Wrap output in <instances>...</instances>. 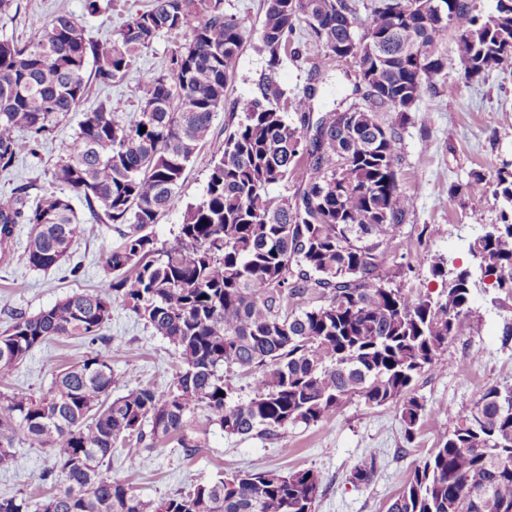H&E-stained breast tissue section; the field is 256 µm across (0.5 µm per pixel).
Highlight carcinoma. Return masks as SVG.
I'll list each match as a JSON object with an SVG mask.
<instances>
[{
    "label": "carcinoma",
    "instance_id": "cac0c4a2",
    "mask_svg": "<svg viewBox=\"0 0 512 512\" xmlns=\"http://www.w3.org/2000/svg\"><path fill=\"white\" fill-rule=\"evenodd\" d=\"M260 51L268 74L236 104L240 118L213 151L201 197L186 205L169 244L145 229L180 203L183 175L210 142L214 113L235 77L242 22L222 0H151L108 44L85 37L66 13L18 41L0 39V171L35 153L95 79L120 84L137 54L162 34L187 31L170 72L142 78L138 110L126 120L105 103L86 113L51 172L60 191L32 194L22 182L0 196V255L14 229L31 225L22 259L47 271L65 260L82 227L72 197L99 222L128 224L102 253L96 289L74 292L35 315L17 312L0 333V468L15 460L21 433L44 448L51 466L37 484L56 492L45 512H316L321 479L312 469L239 471L158 500L144 501L110 476L112 452L132 438H174L187 455L200 444L188 416L203 407L225 433L278 436L315 425L358 397L397 409L410 441L427 415L415 383L440 371L438 353L473 330V279L457 269L441 298L411 297L393 286L386 245L411 205L395 161L397 133L378 113L405 120L423 87L448 70V27L456 50L481 76L512 60V0L473 14L470 0H373L358 34L353 0H263ZM309 27L308 56L321 66L353 61L361 103L311 119V94L286 96L274 78L283 58H299L293 36ZM293 112L298 123L288 122ZM145 132H140V128ZM308 177L294 201L272 194L300 166ZM512 207V171L497 172ZM481 275L512 297V219L501 212L469 246ZM119 304L172 344L181 369L165 390L125 378L112 396V355H89L62 370L36 398L10 390L18 365L51 339L106 340ZM255 375L253 394H236L224 372ZM440 446L415 463L387 512H512V384L488 386L463 410L448 408ZM150 431L143 430L144 424ZM379 469L370 451L349 481L368 485ZM19 482L0 512H30Z\"/></svg>",
    "mask_w": 512,
    "mask_h": 512
}]
</instances>
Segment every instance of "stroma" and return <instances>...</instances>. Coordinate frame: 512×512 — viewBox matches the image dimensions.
Masks as SVG:
<instances>
[{
  "instance_id": "obj_1",
  "label": "stroma",
  "mask_w": 512,
  "mask_h": 512,
  "mask_svg": "<svg viewBox=\"0 0 512 512\" xmlns=\"http://www.w3.org/2000/svg\"><path fill=\"white\" fill-rule=\"evenodd\" d=\"M18 10L0 14V38H23L44 26L59 13H67L83 25L85 35L96 44L111 41L121 26L143 9L148 0H100V10L88 13L85 0H17ZM226 13L241 19L245 44L236 75L216 112L211 127V144L202 148L188 166L180 189L182 206L160 215L150 231L158 242L173 240L183 221L184 204L203 192L212 160V148L224 140V130L234 124L235 104L250 97L266 58L258 50L263 17L261 0H223ZM186 34L158 37L137 57L121 84H102L89 79L88 94L75 112L69 113L54 133L42 141L37 154H23L10 173H0V195L9 194L17 183L35 182L46 191L56 188L50 170L61 156L63 144L72 142L80 122L99 103H107L115 116L127 118L139 105L138 81L148 71L169 68L175 43L186 42ZM356 67L332 61L318 69L313 61L284 59L276 79L288 94L314 89V116H321L354 102L352 93ZM463 65L456 51L448 53V72L434 87L424 89L407 123L396 113L384 112L383 123L394 126L399 136L396 170L411 207L388 241L385 265L396 272L395 282L405 292L433 297L441 292L440 278L429 265L444 256L468 265V243L483 225L500 221L502 203L494 190L471 197L455 193L473 174L494 178L497 170L512 165V63L479 81L462 76ZM82 232L69 258L59 268L34 271L22 261L29 227L18 225L9 257L0 258V331L7 328L12 313L29 315L52 306L58 299L94 289L103 271L101 254L117 246L126 224L95 221L81 201H74ZM79 275H71L72 267ZM473 331L449 342L440 358L448 367L425 372L416 393L423 398L428 414L413 441H406L397 411L391 406L370 407L359 398L347 400L333 415L316 425L288 428L277 437H244L225 433L214 424L207 410L195 411L190 427L200 441L199 451L186 455L174 443L153 447L130 442L112 458L113 476L124 480L143 500H155L188 490L196 484L246 470H276L282 473L311 468L322 478L317 512H387L392 498L403 488L413 465L437 447L447 423L439 408L470 406L490 384H512V346L502 347L505 324L512 323V299L505 298L488 281L476 280L472 287ZM104 334L108 341L88 347L74 339H59L33 350L18 366L12 381L14 391L34 396L45 392L55 374L82 361L90 352L111 355L118 376L113 395L126 393L123 375L136 372L140 382L167 389L179 368L174 347L121 307H114ZM379 456V470L372 483L356 486L348 475L365 453ZM136 453L138 465L127 468L124 458Z\"/></svg>"
}]
</instances>
